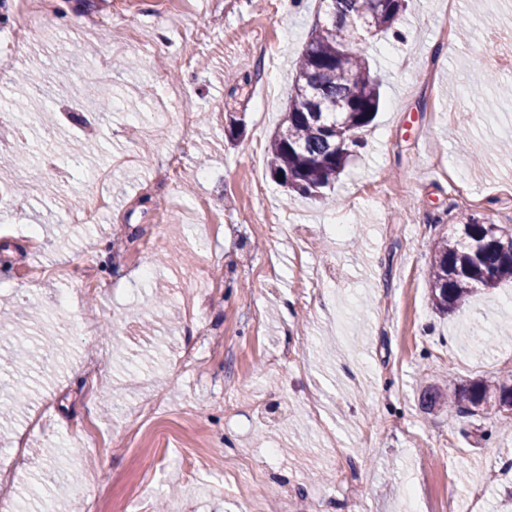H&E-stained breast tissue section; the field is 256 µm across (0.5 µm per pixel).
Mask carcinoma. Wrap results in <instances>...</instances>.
Segmentation results:
<instances>
[{"instance_id":"carcinoma-1","label":"carcinoma","mask_w":512,"mask_h":512,"mask_svg":"<svg viewBox=\"0 0 512 512\" xmlns=\"http://www.w3.org/2000/svg\"><path fill=\"white\" fill-rule=\"evenodd\" d=\"M324 20L298 59L288 93V112L267 148V165L289 193L322 198L335 187L360 132L380 106L381 80L356 51L366 39L386 34L402 18L407 0H320ZM493 225L473 214L460 220L457 234L434 243L429 262V301L442 314L463 309L479 289L512 281V253L494 242ZM509 384L478 381L462 394L427 390L422 407L448 403L460 414L500 405Z\"/></svg>"}]
</instances>
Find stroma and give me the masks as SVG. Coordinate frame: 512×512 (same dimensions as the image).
Listing matches in <instances>:
<instances>
[{"instance_id": "stroma-1", "label": "stroma", "mask_w": 512, "mask_h": 512, "mask_svg": "<svg viewBox=\"0 0 512 512\" xmlns=\"http://www.w3.org/2000/svg\"><path fill=\"white\" fill-rule=\"evenodd\" d=\"M66 3L36 41L0 47V100L24 134L0 165V303L67 352L36 391L27 354L0 371L24 394L0 418V457L25 447L12 494L65 512H250L239 470L258 473L261 512H440L450 495L459 512H512V411L419 405L429 385L512 380L511 285L448 316L428 301L431 249L460 214L512 230V70L468 95L485 81L475 59L512 38V0H409L401 38L362 44L382 105L323 202L286 197L264 154L317 0ZM62 101L89 124L75 159L54 149ZM50 160L63 176L18 197ZM100 186L110 209L82 212ZM270 215L306 230L273 237ZM161 223L166 248H147ZM39 448L68 481L42 480Z\"/></svg>"}]
</instances>
